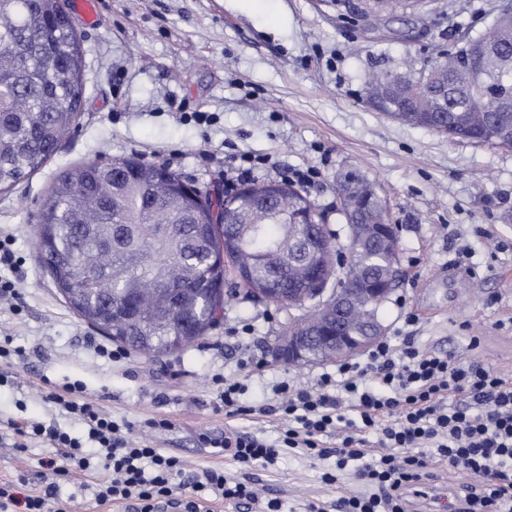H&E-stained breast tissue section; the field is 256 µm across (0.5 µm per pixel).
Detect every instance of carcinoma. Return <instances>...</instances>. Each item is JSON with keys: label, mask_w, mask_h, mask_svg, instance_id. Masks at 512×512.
Returning a JSON list of instances; mask_svg holds the SVG:
<instances>
[{"label": "carcinoma", "mask_w": 512, "mask_h": 512, "mask_svg": "<svg viewBox=\"0 0 512 512\" xmlns=\"http://www.w3.org/2000/svg\"><path fill=\"white\" fill-rule=\"evenodd\" d=\"M435 0H368L355 15L369 38L404 40L431 15ZM482 42L485 58L476 78L457 76L443 51L420 66L384 69L372 76L403 81L411 95L433 96L421 126L448 136L512 149V136L492 140L471 123L481 112L492 126L512 130V106L500 100L512 88V20L495 14L485 31L457 43ZM85 92L80 38L62 0H0V190L37 171L74 125ZM272 193L258 212L224 209L164 166L137 157L91 160L61 171L38 214L37 247L44 268L70 307L85 321L143 356H161L193 344L217 322L239 290L253 298L265 288L305 287L307 272L336 274V235L323 228L319 257L293 256L292 225L315 207L302 189L286 182L255 181ZM381 208L371 201L345 221L370 224ZM239 249L245 284L227 283L224 247ZM366 277L381 278L385 260L374 250L356 256Z\"/></svg>", "instance_id": "cac0c4a2"}]
</instances>
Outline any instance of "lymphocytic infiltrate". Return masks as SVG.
<instances>
[{"mask_svg": "<svg viewBox=\"0 0 512 512\" xmlns=\"http://www.w3.org/2000/svg\"><path fill=\"white\" fill-rule=\"evenodd\" d=\"M278 392L287 421L280 442L242 434L220 445L232 449L244 467L273 463L285 447L305 449L314 458L335 455L338 470L351 469L358 491L308 503L303 512H408L406 495L434 458L480 478V491L464 497L465 512H512V381L483 362L420 348L407 336L401 345L384 340L364 360L338 364L335 375L322 376L316 387L284 383ZM81 394L79 384H68L55 400L83 418L89 438L101 448L100 504L134 500L141 512H153L163 500L184 512H203L196 493L205 488L246 512H278V501L260 502L248 484L223 471L182 480L180 460L124 436L122 424L81 401ZM14 430L51 445L54 453L43 465L54 482L38 495L1 485L0 512H46L55 481L98 467L79 441L57 427L18 423ZM332 435L337 442L331 447L326 439Z\"/></svg>", "mask_w": 512, "mask_h": 512, "instance_id": "1", "label": "lymphocytic infiltrate"}]
</instances>
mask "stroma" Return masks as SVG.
<instances>
[{"mask_svg": "<svg viewBox=\"0 0 512 512\" xmlns=\"http://www.w3.org/2000/svg\"><path fill=\"white\" fill-rule=\"evenodd\" d=\"M437 12L412 38L366 40L351 21L318 0H98L100 22L76 23L86 61L78 118L58 151L10 191L0 192V236L10 237L19 263L0 266L17 285L0 300V343L21 354L0 361V484L25 478L42 492L38 438L16 434L13 422L55 426L96 454L83 423L51 398L69 383L133 438L180 458L186 475L221 468L251 483L281 512L331 501L353 489L350 476L321 481L335 457L311 459L284 449L276 463L241 468L230 450L205 438L228 432L278 440L281 382L313 386L332 362L294 367L273 347L297 309L241 298L204 338L147 359L133 351L110 360L113 341L83 322L54 287L35 246L36 218L55 176L88 159L135 155L162 164L210 193L251 180L301 183L329 230L343 234L337 175L357 170L372 181L400 227L404 275L380 309L387 336H411L423 349L475 358L512 378V150L451 140L377 112L364 101L382 69L422 63L453 37L484 30L493 0H436ZM205 122H198V115ZM416 316L406 325V316ZM241 381L245 415L227 416L221 379ZM169 420L166 429L156 421ZM461 479L438 463L415 497L416 512H434ZM52 512H136L125 503L99 505L94 475L61 482Z\"/></svg>", "mask_w": 512, "mask_h": 512, "instance_id": "35a3bbf8", "label": "stroma"}]
</instances>
